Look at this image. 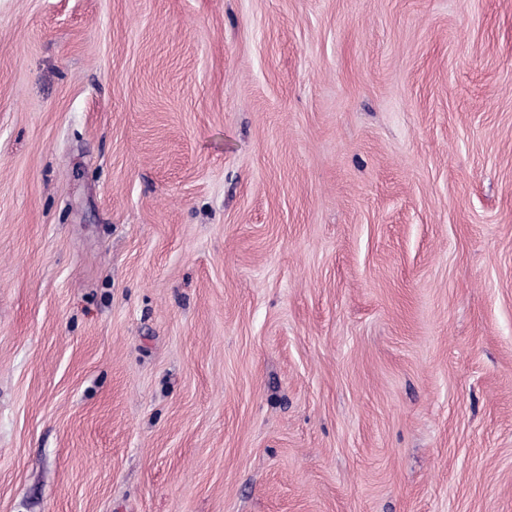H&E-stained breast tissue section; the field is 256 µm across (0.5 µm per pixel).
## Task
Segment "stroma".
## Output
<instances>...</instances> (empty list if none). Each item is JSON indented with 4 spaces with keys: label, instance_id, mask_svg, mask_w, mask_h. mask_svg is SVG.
<instances>
[{
    "label": "stroma",
    "instance_id": "1",
    "mask_svg": "<svg viewBox=\"0 0 512 512\" xmlns=\"http://www.w3.org/2000/svg\"><path fill=\"white\" fill-rule=\"evenodd\" d=\"M0 512H512V0H0Z\"/></svg>",
    "mask_w": 512,
    "mask_h": 512
}]
</instances>
